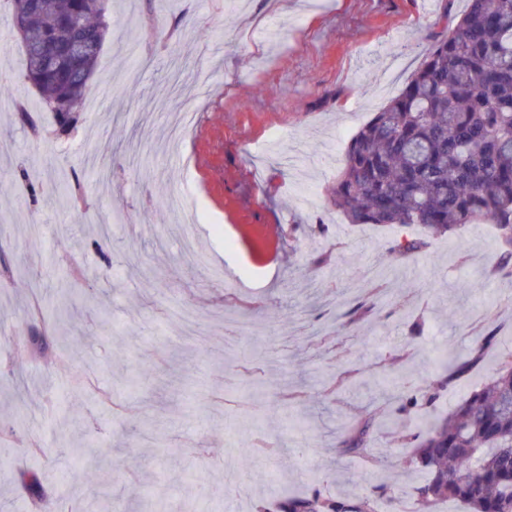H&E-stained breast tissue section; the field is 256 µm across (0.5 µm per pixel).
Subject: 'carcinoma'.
Masks as SVG:
<instances>
[{
	"label": "carcinoma",
	"instance_id": "obj_1",
	"mask_svg": "<svg viewBox=\"0 0 512 512\" xmlns=\"http://www.w3.org/2000/svg\"><path fill=\"white\" fill-rule=\"evenodd\" d=\"M11 15L42 43L20 41L25 79L54 113L60 135L80 119L99 52L77 55L81 40L102 47L108 0H10ZM448 37L435 42L400 94L350 139L345 165L328 188L350 224L420 229L392 242L408 258L425 237L492 224L500 272L512 276V0H467ZM512 351L498 353L492 380L416 434L412 463L425 474L415 497L467 512H512ZM367 426L339 447L363 454ZM276 512H395L381 494L340 501L311 493L290 496Z\"/></svg>",
	"mask_w": 512,
	"mask_h": 512
}]
</instances>
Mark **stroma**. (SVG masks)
Here are the masks:
<instances>
[{
	"label": "stroma",
	"mask_w": 512,
	"mask_h": 512,
	"mask_svg": "<svg viewBox=\"0 0 512 512\" xmlns=\"http://www.w3.org/2000/svg\"><path fill=\"white\" fill-rule=\"evenodd\" d=\"M466 7L111 0L120 36L68 136L0 16V99L30 108L26 124L0 111V257L15 268L0 280V512L42 499L51 512H255L311 488L426 512L405 438L493 376L496 357L474 356L488 330L512 349V278L485 275L489 225L401 260L396 228L347 223L326 189L351 137L445 37L441 15ZM176 53L199 84L173 149L161 90ZM183 188L204 217L189 230L169 210ZM103 230L114 252L97 249ZM439 350L466 366L447 386ZM366 418L367 458L339 450ZM64 438L84 456H56ZM243 438L265 453L243 463Z\"/></svg>",
	"instance_id": "stroma-1"
}]
</instances>
